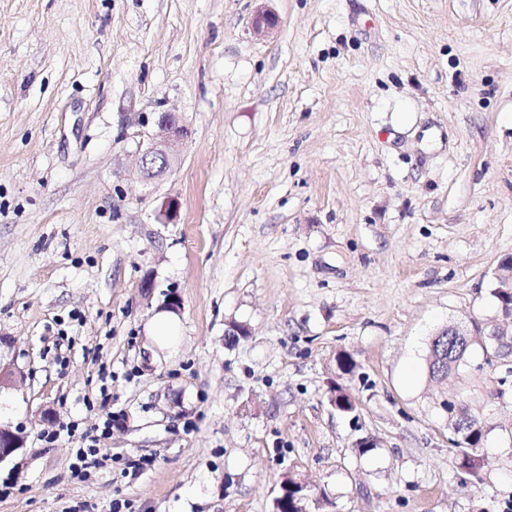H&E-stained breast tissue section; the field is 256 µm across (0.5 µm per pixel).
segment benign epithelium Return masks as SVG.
Wrapping results in <instances>:
<instances>
[{
	"label": "benign epithelium",
	"instance_id": "7a95c632",
	"mask_svg": "<svg viewBox=\"0 0 512 512\" xmlns=\"http://www.w3.org/2000/svg\"><path fill=\"white\" fill-rule=\"evenodd\" d=\"M278 17L267 11H259L252 18L251 28L254 35L262 37L272 33L278 26ZM187 137V129L181 118L174 112H164L158 121L157 131L149 147L141 154L139 167L145 181L151 182L172 172L180 158V147ZM178 203L173 199L162 202L155 215L159 224H169L177 212ZM489 336L497 338V348L501 357L512 354V337L497 327H492ZM23 448V438L8 428L0 427V463L8 460Z\"/></svg>",
	"mask_w": 512,
	"mask_h": 512
}]
</instances>
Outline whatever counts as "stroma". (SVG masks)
Listing matches in <instances>:
<instances>
[{
	"label": "stroma",
	"mask_w": 512,
	"mask_h": 512,
	"mask_svg": "<svg viewBox=\"0 0 512 512\" xmlns=\"http://www.w3.org/2000/svg\"><path fill=\"white\" fill-rule=\"evenodd\" d=\"M170 111L180 161L144 183ZM507 254L512 0H0V512H274L286 473L305 512H512V357L427 369L449 324H502ZM149 341L162 350L172 349L178 344V317L172 311H159L148 325ZM111 429L112 419H106L102 424V428L99 435L97 434V432L99 431V427L94 429L96 435H93L91 432L82 435V440H84L85 442L88 441L89 444L85 446V448H87V452L85 450L79 449V451L76 453L77 462L73 463V468L76 471H80L81 468L85 467L88 455H95L96 448L100 444L101 439L107 438L110 435ZM468 425L465 428V441L463 445L457 446V452L461 459V468L472 477L477 483L481 481V455L479 454L484 437L485 430L480 422L476 419L468 418Z\"/></svg>",
	"instance_id": "obj_1"
}]
</instances>
